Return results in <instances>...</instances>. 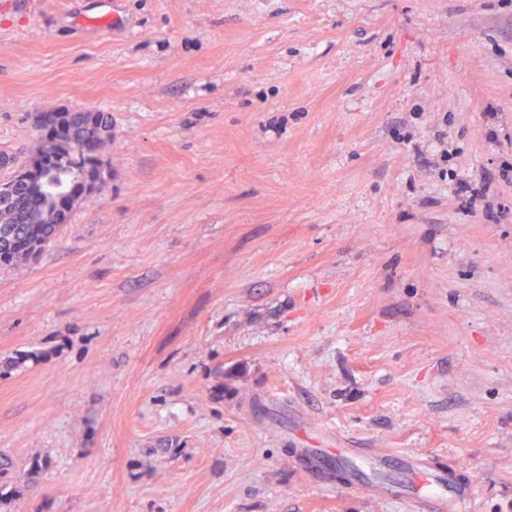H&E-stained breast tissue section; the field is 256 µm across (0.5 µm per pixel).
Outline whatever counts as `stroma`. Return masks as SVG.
<instances>
[{
	"mask_svg": "<svg viewBox=\"0 0 512 512\" xmlns=\"http://www.w3.org/2000/svg\"><path fill=\"white\" fill-rule=\"evenodd\" d=\"M0 0V155L104 112V183L0 267V512H512V0ZM493 173L475 209L458 182ZM298 443L297 457L308 462L318 474L334 468L348 467L355 470V480L363 477L367 487L376 494H407L412 482L418 480L413 494L417 512H463L471 497L465 486L453 485L451 474L436 468L431 457L422 453L396 455L378 448H304ZM398 466L404 474L401 487L392 486L388 471Z\"/></svg>",
	"mask_w": 512,
	"mask_h": 512,
	"instance_id": "35a3bbf8",
	"label": "stroma"
}]
</instances>
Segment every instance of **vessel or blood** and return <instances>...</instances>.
Returning <instances> with one entry per match:
<instances>
[{
  "label": "vessel or blood",
  "mask_w": 512,
  "mask_h": 512,
  "mask_svg": "<svg viewBox=\"0 0 512 512\" xmlns=\"http://www.w3.org/2000/svg\"><path fill=\"white\" fill-rule=\"evenodd\" d=\"M299 460L308 462L317 473L335 468L354 469L356 477L365 479L376 494L413 493L418 512H464L471 497L465 486L453 485L449 471L436 468L431 457L422 453L397 455L378 448H298ZM404 474L401 486H392L390 469Z\"/></svg>",
  "instance_id": "1"
}]
</instances>
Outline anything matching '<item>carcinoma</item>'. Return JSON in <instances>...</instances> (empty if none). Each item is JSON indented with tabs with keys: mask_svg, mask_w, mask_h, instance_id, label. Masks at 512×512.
<instances>
[{
	"mask_svg": "<svg viewBox=\"0 0 512 512\" xmlns=\"http://www.w3.org/2000/svg\"><path fill=\"white\" fill-rule=\"evenodd\" d=\"M46 137L29 172L35 192L0 205V267H19L41 255L55 239L57 215L93 193L104 179L97 150L111 136L103 112H85L76 123L68 112H46Z\"/></svg>",
	"mask_w": 512,
	"mask_h": 512,
	"instance_id": "1",
	"label": "carcinoma"
}]
</instances>
